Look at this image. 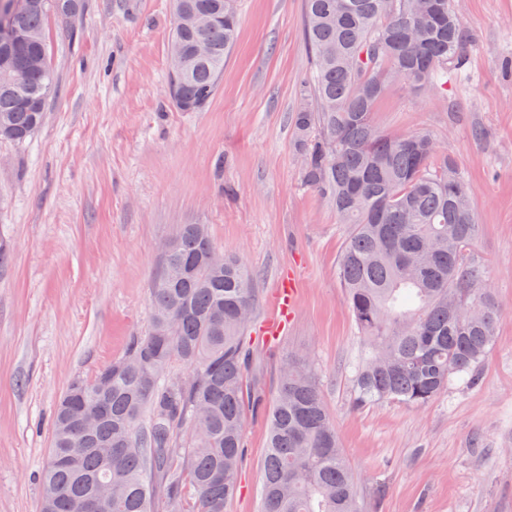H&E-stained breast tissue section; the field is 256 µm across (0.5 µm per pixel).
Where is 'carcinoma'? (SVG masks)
Segmentation results:
<instances>
[{
  "label": "carcinoma",
  "mask_w": 512,
  "mask_h": 512,
  "mask_svg": "<svg viewBox=\"0 0 512 512\" xmlns=\"http://www.w3.org/2000/svg\"><path fill=\"white\" fill-rule=\"evenodd\" d=\"M314 74L292 116L301 180L328 197L349 234L337 264L366 343L355 406H425L454 377L474 383L502 314L471 258L478 224L454 158L427 131L403 137L373 121L391 79L447 97L448 69L463 67L469 35L451 0H305ZM82 0H29L0 15V57L44 67L23 79L0 64V140L24 144L44 122L53 85L45 22ZM210 26L179 25L178 14ZM171 100L204 109L237 32V0H173ZM209 46L196 55L198 42ZM211 237L183 224L151 288L152 325L100 379L72 382L52 420L41 512H85L112 482L109 512H224L237 493L247 414L264 409L267 455L261 512H361L353 473L306 359L289 355L271 405L246 380L253 277L238 257L214 265ZM190 374L181 380L172 368Z\"/></svg>",
  "instance_id": "obj_1"
}]
</instances>
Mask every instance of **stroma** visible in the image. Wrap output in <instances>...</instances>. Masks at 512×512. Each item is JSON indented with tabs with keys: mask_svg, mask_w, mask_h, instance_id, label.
Wrapping results in <instances>:
<instances>
[{
	"mask_svg": "<svg viewBox=\"0 0 512 512\" xmlns=\"http://www.w3.org/2000/svg\"><path fill=\"white\" fill-rule=\"evenodd\" d=\"M452 5L471 36L448 74L454 110L392 80L374 121L392 137L428 130L457 160L502 317L477 383L452 381L423 407L353 404L364 345L336 276L348 228L302 184L292 136L312 71L304 0H240L200 112L169 97L172 0H83L78 16L49 17L45 122L25 145L0 142V512H40L55 407L146 333L161 246L180 224L208 225L253 275L248 378L265 399L281 357L310 361L363 512H512V0ZM290 275L296 309L265 336ZM266 434L265 417L248 418L224 512H260Z\"/></svg>",
	"mask_w": 512,
	"mask_h": 512,
	"instance_id": "35a3bbf8",
	"label": "stroma"
}]
</instances>
